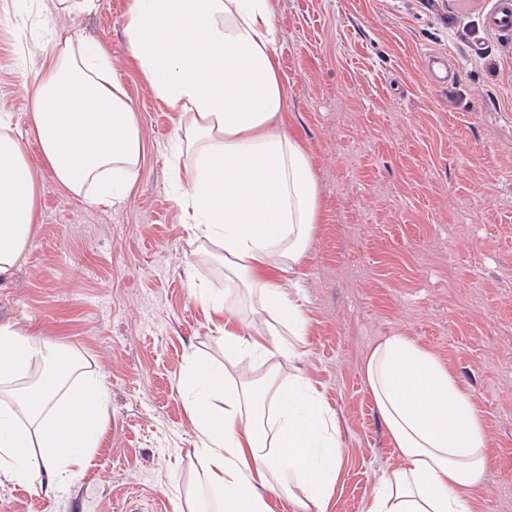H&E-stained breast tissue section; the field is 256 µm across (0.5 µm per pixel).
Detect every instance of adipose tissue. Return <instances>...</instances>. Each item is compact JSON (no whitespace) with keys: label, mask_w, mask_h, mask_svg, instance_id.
Masks as SVG:
<instances>
[{"label":"adipose tissue","mask_w":512,"mask_h":512,"mask_svg":"<svg viewBox=\"0 0 512 512\" xmlns=\"http://www.w3.org/2000/svg\"><path fill=\"white\" fill-rule=\"evenodd\" d=\"M42 0H0L43 50L27 71L30 132L69 194L110 205L128 197L143 153L138 116L102 47L63 37ZM124 33L141 78L179 122L170 146L171 199L196 238L224 252L226 290L248 288L278 326L224 330V365L189 354L182 390L206 468L209 500L185 512H326L341 452L329 409L268 354L292 361L306 331L305 296L284 273L304 260L322 220L307 150L283 128L286 87L273 0H129ZM41 184L12 113H0V283L40 222ZM61 347L0 324V482L56 492L98 444L107 395L72 381ZM363 377L401 462L384 472L366 512H475L490 465L484 418L438 358L405 336L377 344Z\"/></svg>","instance_id":"ef3b65f1"}]
</instances>
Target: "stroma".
Here are the masks:
<instances>
[{
  "label": "stroma",
  "instance_id": "35a3bbf8",
  "mask_svg": "<svg viewBox=\"0 0 512 512\" xmlns=\"http://www.w3.org/2000/svg\"><path fill=\"white\" fill-rule=\"evenodd\" d=\"M495 0H277L286 131L307 148L323 206L307 257V332L295 365L334 415L342 467L328 512H364L380 471L399 464L362 364L409 337L482 413L491 462L478 512H512V33L487 27ZM128 0L61 15L66 35L109 54L140 120L145 153L123 202L65 192L39 166L41 219L0 285V323L71 351L108 393L97 448L57 496L0 485V512H177L201 462L184 407L187 356L224 361L200 290L224 294L219 250L170 199L166 151L178 116L138 74ZM12 14L0 11V111L25 124ZM452 83H432L427 54ZM194 277H187V269Z\"/></svg>",
  "mask_w": 512,
  "mask_h": 512
}]
</instances>
